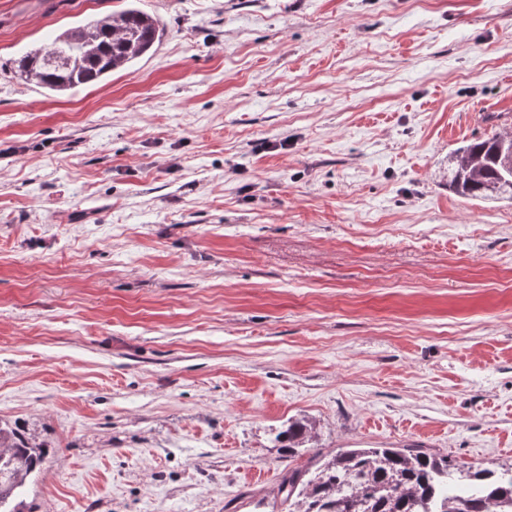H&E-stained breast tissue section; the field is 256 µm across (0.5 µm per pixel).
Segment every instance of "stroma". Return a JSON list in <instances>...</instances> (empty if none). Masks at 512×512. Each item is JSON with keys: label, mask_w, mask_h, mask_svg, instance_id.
Returning a JSON list of instances; mask_svg holds the SVG:
<instances>
[{"label": "stroma", "mask_w": 512, "mask_h": 512, "mask_svg": "<svg viewBox=\"0 0 512 512\" xmlns=\"http://www.w3.org/2000/svg\"><path fill=\"white\" fill-rule=\"evenodd\" d=\"M130 7L164 35L101 83L12 70ZM495 113L512 0H0L24 512H295L283 474L348 448L512 467V202L448 188ZM311 427L307 423L296 422L288 424V429L282 435L281 448L288 451V457H295L300 448L305 446L311 437Z\"/></svg>", "instance_id": "stroma-1"}]
</instances>
